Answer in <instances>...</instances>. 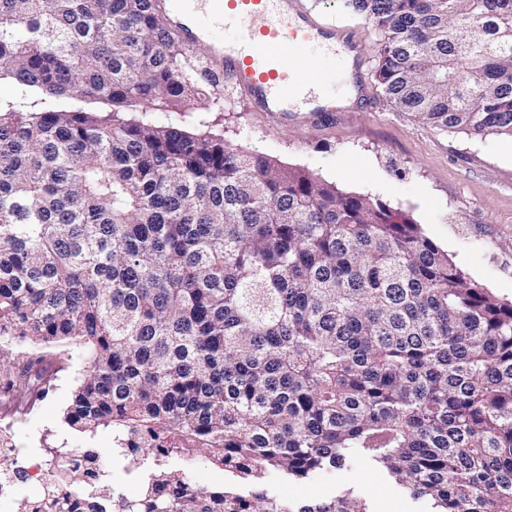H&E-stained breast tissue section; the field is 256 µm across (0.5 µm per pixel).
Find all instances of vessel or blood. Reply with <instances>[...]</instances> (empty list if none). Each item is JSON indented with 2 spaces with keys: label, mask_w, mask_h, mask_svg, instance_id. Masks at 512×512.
<instances>
[{
  "label": "vessel or blood",
  "mask_w": 512,
  "mask_h": 512,
  "mask_svg": "<svg viewBox=\"0 0 512 512\" xmlns=\"http://www.w3.org/2000/svg\"><path fill=\"white\" fill-rule=\"evenodd\" d=\"M167 16L184 47H205L203 80L230 87L277 125L336 111L306 74L327 57L360 54L356 32L319 19L302 0H169ZM222 27L236 29V38L216 39Z\"/></svg>",
  "instance_id": "vessel-or-blood-1"
}]
</instances>
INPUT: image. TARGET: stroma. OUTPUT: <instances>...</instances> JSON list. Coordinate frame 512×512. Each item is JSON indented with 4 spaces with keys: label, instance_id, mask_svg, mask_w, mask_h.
<instances>
[{
    "label": "stroma",
    "instance_id": "1",
    "mask_svg": "<svg viewBox=\"0 0 512 512\" xmlns=\"http://www.w3.org/2000/svg\"><path fill=\"white\" fill-rule=\"evenodd\" d=\"M320 11L361 35L368 109L277 126L265 113L247 111L237 93L228 90L223 105L202 103L196 111L183 113L184 125L219 135L226 143L283 166L305 169L342 191L386 203L396 218L418 224L453 263L495 297L512 301V137L446 132L396 110L375 78L380 34L365 17L346 9L343 0H328ZM83 367L81 357H73L37 410L14 416L19 447L62 445L108 453L111 429L88 437L63 422ZM342 486L354 487L374 512L424 509L384 474L360 464L306 482L274 474L265 484L267 492L288 503L328 499Z\"/></svg>",
    "mask_w": 512,
    "mask_h": 512
}]
</instances>
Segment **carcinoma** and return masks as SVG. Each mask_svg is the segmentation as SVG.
<instances>
[{"mask_svg":"<svg viewBox=\"0 0 512 512\" xmlns=\"http://www.w3.org/2000/svg\"><path fill=\"white\" fill-rule=\"evenodd\" d=\"M345 4L381 34L394 107L512 136V0ZM1 80L0 387L33 408L77 349L64 423L153 460L134 499L101 476L88 512H373L264 490L356 460L427 512H512V303L386 204L186 131L175 114L221 95L157 0H0ZM198 453L251 494L164 463ZM45 455L20 512L81 485Z\"/></svg>","mask_w":512,"mask_h":512,"instance_id":"cac0c4a2","label":"carcinoma"}]
</instances>
